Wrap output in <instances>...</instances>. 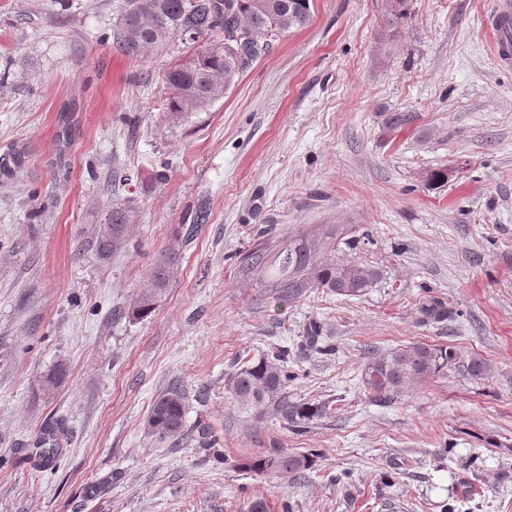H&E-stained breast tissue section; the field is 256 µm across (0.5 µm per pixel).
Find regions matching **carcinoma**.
<instances>
[{
    "instance_id": "carcinoma-1",
    "label": "carcinoma",
    "mask_w": 512,
    "mask_h": 512,
    "mask_svg": "<svg viewBox=\"0 0 512 512\" xmlns=\"http://www.w3.org/2000/svg\"><path fill=\"white\" fill-rule=\"evenodd\" d=\"M311 17V0H121L115 44L130 57L148 50H163L175 38L197 42L219 32L224 39L203 45L195 55L176 63L165 74L169 89L166 111L171 117L206 108L228 90L235 79L267 47V38L277 37L305 25ZM133 208L114 207L104 229L95 239L102 260L118 252L125 242ZM361 239L345 237L344 228L323 224L303 232L280 247L260 241L241 259V269L256 275L272 289L278 305L322 289L344 297H358L373 287L379 272L345 261L338 256L341 246L356 249ZM179 251L169 247L161 252L150 272L148 287L131 306V313H150L158 296L169 287ZM423 319L440 321L450 315L443 305L432 302L422 307ZM265 356L252 358L228 380V389L245 408H272L287 425L302 428L324 412V407L288 399V371L282 363ZM453 367L462 368L478 380L487 370L486 362L475 355L464 356L451 346L413 343L369 359L362 372L365 389L376 401L390 403L409 385L430 375H443ZM186 401L180 390L171 388L154 401L146 420L150 434L159 439L178 440L184 435ZM47 437L39 441L48 455L59 447L65 435L61 421L45 426ZM258 473L298 477L313 468L312 454L292 453L285 448H270L243 462Z\"/></svg>"
}]
</instances>
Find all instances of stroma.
I'll return each instance as SVG.
<instances>
[{"mask_svg":"<svg viewBox=\"0 0 512 512\" xmlns=\"http://www.w3.org/2000/svg\"><path fill=\"white\" fill-rule=\"evenodd\" d=\"M495 2L407 0L391 29L386 0H312L306 25L172 121L164 74L192 45L123 55L118 0H0V512H512V71L489 48ZM125 201L126 244L99 259ZM321 224L368 238L343 257L380 281L274 307L243 254L265 229L282 244ZM174 243L167 291L132 316ZM432 300L451 318L424 321ZM313 321L327 354L300 348ZM416 342L488 372L374 402L364 364ZM280 347L289 399L325 408L302 433L227 391ZM173 387L186 436L159 443L146 418ZM57 420L64 452L44 467L33 450ZM269 448L316 462L242 468ZM134 210L130 206L112 207L104 229L95 239L97 255L102 260L110 258L118 252L125 242L128 224H132Z\"/></svg>","mask_w":512,"mask_h":512,"instance_id":"obj_1","label":"stroma"}]
</instances>
